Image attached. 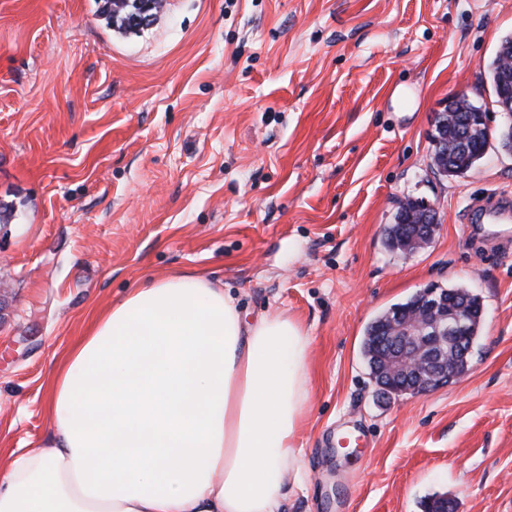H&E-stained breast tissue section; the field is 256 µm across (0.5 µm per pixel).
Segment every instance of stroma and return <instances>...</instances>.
<instances>
[{"label": "stroma", "mask_w": 512, "mask_h": 512, "mask_svg": "<svg viewBox=\"0 0 512 512\" xmlns=\"http://www.w3.org/2000/svg\"><path fill=\"white\" fill-rule=\"evenodd\" d=\"M98 0H0V466L52 429L55 366L129 288L177 271L247 319L310 337L309 402L287 512H512V218L470 232L472 198L512 194V153L432 165L460 89L507 125L487 78L512 0H163L121 33ZM408 198L423 249L390 248ZM429 285L480 297L469 370L380 395L369 323Z\"/></svg>", "instance_id": "stroma-1"}]
</instances>
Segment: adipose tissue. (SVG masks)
I'll list each match as a JSON object with an SVG mask.
<instances>
[{"instance_id":"obj_1","label":"adipose tissue","mask_w":512,"mask_h":512,"mask_svg":"<svg viewBox=\"0 0 512 512\" xmlns=\"http://www.w3.org/2000/svg\"><path fill=\"white\" fill-rule=\"evenodd\" d=\"M309 345L201 274L130 289L57 365L53 435L8 464L0 512H280Z\"/></svg>"}]
</instances>
